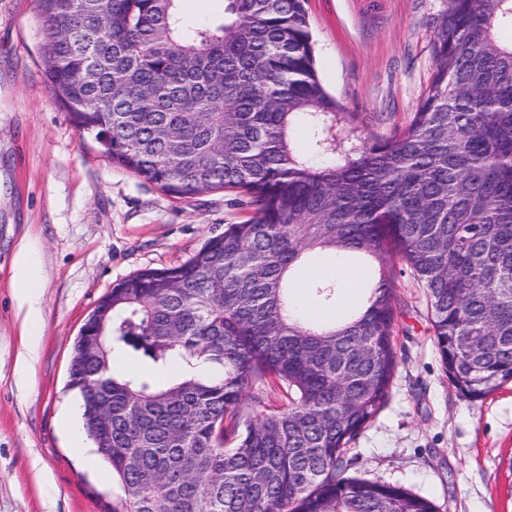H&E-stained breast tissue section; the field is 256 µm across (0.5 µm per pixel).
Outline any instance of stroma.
Listing matches in <instances>:
<instances>
[{
    "label": "stroma",
    "mask_w": 512,
    "mask_h": 512,
    "mask_svg": "<svg viewBox=\"0 0 512 512\" xmlns=\"http://www.w3.org/2000/svg\"><path fill=\"white\" fill-rule=\"evenodd\" d=\"M320 78L369 133L408 123L432 70L447 0H306ZM38 0H0V512H105L116 487L89 472L64 426L81 412L69 386L80 329L113 285L192 257L246 209L221 190L177 199L113 165L80 133L43 75ZM37 245L43 329L33 375L22 349L14 258ZM388 397L352 442L348 476L396 485L440 512H512V382L482 400L449 384L427 298L398 271Z\"/></svg>",
    "instance_id": "1"
}]
</instances>
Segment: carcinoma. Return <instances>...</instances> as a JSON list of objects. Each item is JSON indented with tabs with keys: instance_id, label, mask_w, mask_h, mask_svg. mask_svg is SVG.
<instances>
[{
	"instance_id": "cac0c4a2",
	"label": "carcinoma",
	"mask_w": 512,
	"mask_h": 512,
	"mask_svg": "<svg viewBox=\"0 0 512 512\" xmlns=\"http://www.w3.org/2000/svg\"><path fill=\"white\" fill-rule=\"evenodd\" d=\"M177 2L40 0L45 80L75 127L173 197L224 189L252 212L183 264L115 284L96 362L74 346L111 512H438L344 475L345 457L395 371L396 259L426 288L457 393L512 381V41L498 37L512 0H448L417 109L381 137L323 86L305 0H224L199 26ZM326 250L369 258L377 280L364 311L315 323L291 277ZM308 290L336 306L335 282ZM276 385L288 403L272 408Z\"/></svg>"
}]
</instances>
